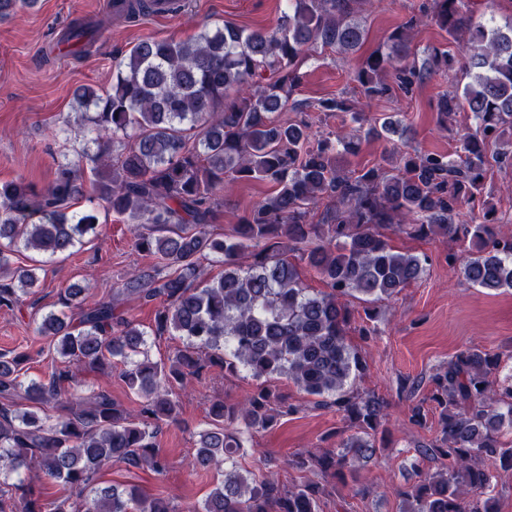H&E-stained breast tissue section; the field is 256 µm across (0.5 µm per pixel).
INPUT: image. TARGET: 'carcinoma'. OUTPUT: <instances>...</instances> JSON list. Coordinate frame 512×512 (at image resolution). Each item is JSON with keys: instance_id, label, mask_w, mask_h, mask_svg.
I'll return each mask as SVG.
<instances>
[{"instance_id": "1", "label": "carcinoma", "mask_w": 512, "mask_h": 512, "mask_svg": "<svg viewBox=\"0 0 512 512\" xmlns=\"http://www.w3.org/2000/svg\"><path fill=\"white\" fill-rule=\"evenodd\" d=\"M158 2L112 6L133 18L153 13ZM365 2L290 0L272 32L224 25L188 41L143 39L116 61L110 91L76 94L74 121L97 131L96 150L83 146L79 163L59 164L46 187L23 177L0 182L1 309H14L38 287L41 266L18 264L17 253L49 260L70 254L97 235L102 211L137 225L135 247L155 259L118 289L155 307L151 327L127 318L112 297L86 301L85 286L75 282L35 322L60 359L47 379H26L27 353L0 352V475L33 473L27 482H0V512H320L336 484L377 454L388 419L385 398L357 388L369 366L347 341L349 301L367 304L358 332L369 339L378 305L429 266L425 254L394 249L383 230L449 238L459 243L445 257L450 269L476 288L512 289V235L479 223L489 213L482 199L487 146L512 144V20L489 26L473 20L471 0H430L355 68L366 97L380 99L395 85L408 93L461 63L471 81L436 104L445 125L464 111L477 120L454 157L398 152L385 165L346 171L337 158L358 154L364 135L397 131L392 117L319 139L308 120L279 119L303 79L306 51L346 56L360 49L365 30L356 15ZM37 3L0 0V20ZM426 22L457 43L458 57L438 49L416 57L410 34ZM98 33L97 24L77 19L61 43L81 54ZM317 110L350 112L359 121L342 96L321 99ZM82 165L93 175L89 196ZM241 181L274 190L231 232L210 231L220 193ZM204 260L223 267L206 284ZM302 266L324 289L304 283ZM162 336H178L182 346L154 359L152 344ZM117 366L140 398L133 411L107 391L78 388L80 371ZM209 369L243 370L260 384L241 403L210 405L194 465L224 478L205 499L174 504L102 481L114 462L167 473L158 438L179 422L171 384ZM498 369L497 356L464 347L428 375V396L412 406L409 421L425 424L431 402L439 432L417 449L411 476L397 490L401 512H496L489 490L497 471H512V378L497 380ZM273 378L293 383L313 407L336 411L354 429L335 448L290 455L288 467L302 475L292 486L271 473L244 474L237 461L252 431L298 410L266 385ZM49 482L68 494L44 498L39 486Z\"/></svg>"}]
</instances>
